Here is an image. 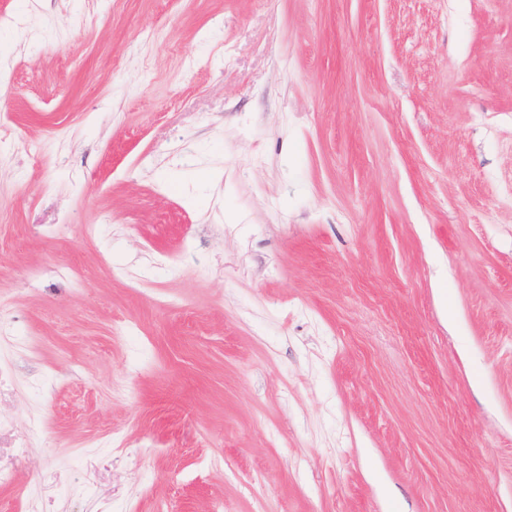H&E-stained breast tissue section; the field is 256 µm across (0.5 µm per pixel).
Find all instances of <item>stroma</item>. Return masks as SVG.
I'll return each instance as SVG.
<instances>
[{"mask_svg": "<svg viewBox=\"0 0 512 512\" xmlns=\"http://www.w3.org/2000/svg\"><path fill=\"white\" fill-rule=\"evenodd\" d=\"M0 297V512H512V0H0Z\"/></svg>", "mask_w": 512, "mask_h": 512, "instance_id": "obj_1", "label": "stroma"}]
</instances>
